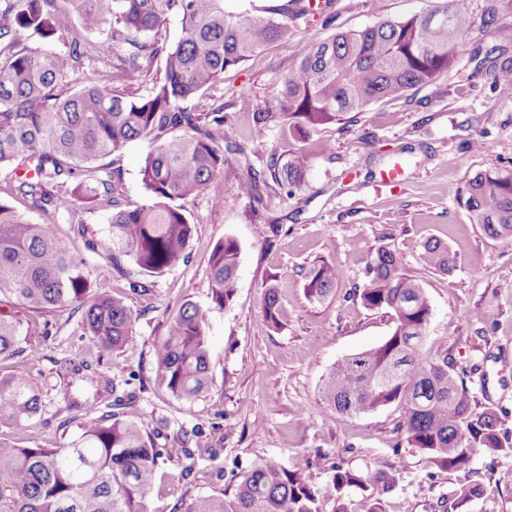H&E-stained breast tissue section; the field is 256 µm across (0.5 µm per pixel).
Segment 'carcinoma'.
Masks as SVG:
<instances>
[{
    "label": "carcinoma",
    "mask_w": 512,
    "mask_h": 512,
    "mask_svg": "<svg viewBox=\"0 0 512 512\" xmlns=\"http://www.w3.org/2000/svg\"><path fill=\"white\" fill-rule=\"evenodd\" d=\"M308 0L259 9L229 10L224 0H0V167L16 165V190L44 212H71L97 198L112 206L107 217L112 271L123 273L127 259L160 276L187 255L194 224L184 202L216 187L224 174L235 129L224 108L194 112L188 103L203 95L224 70L254 56L265 45L288 36L287 18L314 14ZM79 27L66 50L50 48L68 15ZM171 16L181 37L169 45L159 29ZM41 43L17 45L26 34ZM87 33L99 35L96 58L115 56L96 80L73 91L63 89L76 63L88 55ZM472 24L461 0H442L438 8L361 29L336 33L306 44L284 77L277 109L292 137L305 138L318 126L363 114L384 99L431 83L454 69L471 39ZM500 48L487 51L482 66L494 85L512 81V67L499 62ZM163 57L164 74L148 93L130 90L140 60ZM149 139L153 149L139 170L143 202L122 208L121 168L102 163L127 143ZM287 193L303 183L301 168L288 163L271 173ZM265 175L250 170L239 181L242 194L260 199ZM460 201L487 236L512 242V169L477 172L464 185ZM240 248L226 237L209 258L211 301L222 308L234 297ZM423 264L441 273L456 263L448 245L436 240L422 247ZM69 245L47 224H34L0 203V299L14 298L36 313L65 306L82 312L81 326L96 349V362L134 339V321L124 301L107 285L96 286ZM336 269L327 262L310 268L306 292L321 302L334 290ZM361 304L384 310L394 331L382 344L339 361L321 384L320 411L360 416L396 404L404 409L396 426L400 440L428 456L440 469H461L475 455H512L506 411L479 406L466 379L481 370L475 363L457 369L448 349H424L432 315L429 296L408 274L399 255L378 249L356 289ZM262 313L274 331L284 329L292 312L273 284L265 286ZM49 321L22 320L0 310V361L12 370L0 375V422L16 425L41 411V394L31 378L36 357L28 337L50 334ZM156 374L176 396L193 401L207 392L213 377L206 313L187 301L169 321L155 348ZM65 372L81 383L83 398L66 396V411L85 409L102 393L118 409L132 407L136 393L104 378L89 361L71 362ZM79 434L62 448L22 447L0 438V512H151L149 498L164 461L177 452L194 455L188 439L180 448H160V426L138 416L83 417ZM307 465L283 468L263 461L241 473L232 495H201L184 512H320L319 491L308 482ZM397 478L382 470L336 466L332 485L336 512H384L383 501ZM362 492L356 510L345 498ZM481 495L477 483L453 493L454 508Z\"/></svg>",
    "instance_id": "1"
}]
</instances>
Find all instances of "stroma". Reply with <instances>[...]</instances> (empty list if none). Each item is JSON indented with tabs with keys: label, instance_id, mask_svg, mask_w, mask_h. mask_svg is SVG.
Segmentation results:
<instances>
[{
	"label": "stroma",
	"instance_id": "obj_1",
	"mask_svg": "<svg viewBox=\"0 0 512 512\" xmlns=\"http://www.w3.org/2000/svg\"><path fill=\"white\" fill-rule=\"evenodd\" d=\"M438 0H331L324 13L290 20L288 39L227 70L210 92L195 100L197 111L223 106L236 128L240 152L227 153L216 191L189 199L195 225L187 262L155 278L149 295L127 297L135 341L103 359L104 378L138 385L135 406L148 420L165 419V436L187 433L204 454L175 456L163 464L151 495L153 512H183L201 494L231 491L237 476L273 459L293 468L310 463L309 478L321 494L322 512H334L336 465L399 472L384 500L385 512H441L438 500L469 480L482 495L462 512H512V456L477 455L458 470H442L418 449L397 446L396 424L404 411L392 405L347 417L319 413L320 385L346 356L391 335L394 323L382 310L364 308L353 295L377 250L395 251L408 274L426 289L432 317L426 345L448 350L457 368L483 360L486 389L507 414L512 429V243L488 237L472 223L459 200L466 181L491 167H512V98L501 97L479 67L475 50L496 45V32L512 27V8L502 0H465L473 22L472 48L459 66L401 97L375 103L370 112L348 114L324 125L308 140L291 138L273 111L282 81L297 62L298 45L433 8ZM272 113L263 135L252 115ZM331 151H323V144ZM149 140L127 143L111 159L123 171L121 203L141 204L139 169ZM300 165L301 189L286 194L262 189L260 201L238 187L249 170L265 171L270 160ZM402 171L382 184L381 172ZM0 201L36 224L49 225L65 243L82 250L91 280L112 269L107 210L80 204L69 214L30 208L13 189L10 168H0ZM237 240L240 266L232 302L212 305L207 258L224 237ZM436 238L456 258L448 273L426 268L422 244ZM98 249L85 250L86 241ZM336 268V288L321 303L306 296L313 264ZM275 284L293 313L275 332L266 325L262 294ZM192 301L207 313L211 336L210 390L195 401L172 395L156 378L155 346L181 304ZM80 313L66 307L50 318V336L31 337L36 354L32 378L42 392V410L31 422L0 424V437L23 446L59 448L78 431L63 407L68 379L62 365L95 351L79 326Z\"/></svg>",
	"mask_w": 512,
	"mask_h": 512
}]
</instances>
